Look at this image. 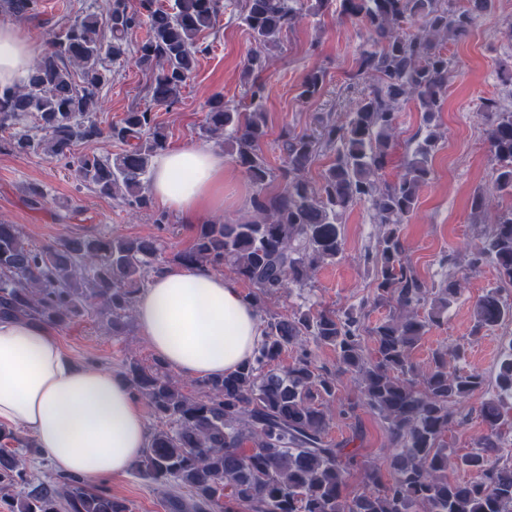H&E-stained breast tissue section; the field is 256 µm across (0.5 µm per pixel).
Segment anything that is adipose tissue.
<instances>
[{
    "instance_id": "adipose-tissue-1",
    "label": "adipose tissue",
    "mask_w": 512,
    "mask_h": 512,
    "mask_svg": "<svg viewBox=\"0 0 512 512\" xmlns=\"http://www.w3.org/2000/svg\"><path fill=\"white\" fill-rule=\"evenodd\" d=\"M34 50L0 24V85L26 82ZM222 151L183 147L152 162L151 191L183 224L224 209ZM138 327L156 357L187 378L220 377L261 340L256 309L236 279L206 267L161 268L139 294ZM0 424L35 437L54 468L88 479L125 475L147 445L144 417L123 377L74 363L50 325L0 318Z\"/></svg>"
}]
</instances>
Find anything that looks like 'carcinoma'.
<instances>
[{"label": "carcinoma", "instance_id": "carcinoma-1", "mask_svg": "<svg viewBox=\"0 0 512 512\" xmlns=\"http://www.w3.org/2000/svg\"><path fill=\"white\" fill-rule=\"evenodd\" d=\"M495 0H469L457 9L447 0H245L242 20L253 39L245 64L243 99L231 108L215 97L206 114V132L224 136V148L254 188V217L237 224H194L193 244L170 262L184 267H224L248 281L249 299L263 314L262 341L250 361L220 378H204V394L182 392L156 362L125 363L124 375L136 398L146 402L161 426L131 470L173 489L184 487L190 504L169 495L172 512H512V463L501 460L503 431L512 430V338L504 343L496 366L498 398L483 402L478 413L485 433L476 448L450 460L443 436L466 417L456 404L485 385L484 374L463 372L448 357L460 350L433 353L424 371L411 352L433 328L447 320L448 307L461 294L453 276L428 288L405 262L401 226L414 212L422 188L432 180L431 159L441 139L432 122L448 90L451 59L445 40L468 36L475 16L492 10ZM41 0H0L17 20L40 12ZM224 0H107L105 11L78 16L59 32L36 59L28 80L0 87V139L24 153L56 158L73 147L102 137L125 149L115 157L84 154L77 162L81 180L102 196L117 194L131 207L148 209L149 159L166 148L167 136L150 108L125 113L109 129L93 117L109 64L136 58L152 73L151 101L170 107L210 51L204 32L216 27ZM338 14L362 24L373 46L361 51L348 80L364 82L348 120L333 112L318 117L310 132L285 126L279 140L283 164L271 168L264 156L267 113L266 71L280 35L302 13ZM146 30L130 48L128 35ZM325 73L305 75L299 97L311 100L323 89ZM412 102L423 113L427 134L407 157L395 180L383 177L386 156L397 137L398 115ZM488 142L496 162L487 192L472 198L474 213L485 212L496 196H512V109L495 98L482 102ZM33 118L44 135L18 131ZM334 153L318 183L306 178L319 150ZM276 193L266 191L274 178ZM358 205L380 226L374 247L361 256L376 270L375 305L388 315L371 327L353 309H298L289 316L271 314L266 301L308 286L312 273L334 263L343 252V215ZM160 237L62 236L40 248L31 246L22 228L0 221V315L61 327L96 312L110 316L112 334L128 325L137 297L157 270ZM495 267L500 287L473 304V333L512 322V303L501 287L512 286V209L494 216L469 251L466 270ZM375 344L365 355L364 336ZM336 351V369L317 366L310 344ZM294 352L292 363L280 357ZM360 386L362 403L336 396L341 374ZM365 406L382 417L389 434L390 479L346 451L348 442L328 438L331 420L351 421ZM41 455L32 439L0 425V496L9 512H129L127 504L105 490L92 489L77 474L32 482L19 449ZM477 478L448 480V465ZM363 471L365 490L345 494L350 470Z\"/></svg>", "mask_w": 512, "mask_h": 512}]
</instances>
